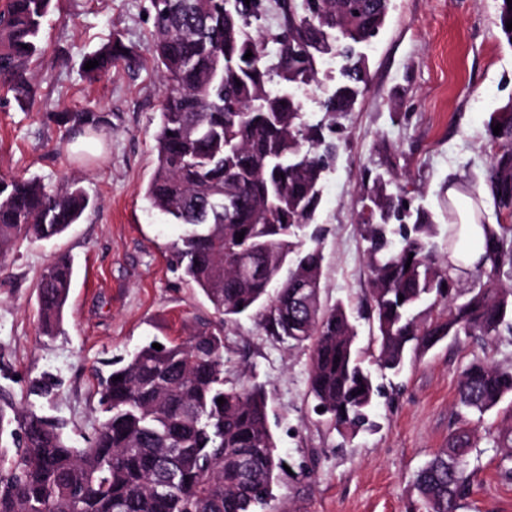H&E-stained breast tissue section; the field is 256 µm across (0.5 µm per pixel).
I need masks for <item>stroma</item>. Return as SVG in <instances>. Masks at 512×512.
<instances>
[{
  "label": "stroma",
  "instance_id": "obj_1",
  "mask_svg": "<svg viewBox=\"0 0 512 512\" xmlns=\"http://www.w3.org/2000/svg\"><path fill=\"white\" fill-rule=\"evenodd\" d=\"M148 0H59L31 65L34 102L19 104L0 85V176L59 185L78 181L92 205L59 238L23 243L0 265V406L59 421L72 445L85 447L103 419L100 376L106 361L127 358L157 340L185 341L214 311L186 281L171 245L183 233L152 210L143 189L155 167L153 134L162 83L152 68ZM137 61L87 80L85 55L112 37ZM369 84L333 135L336 161L320 208L326 273L323 300L343 303L359 321L360 349L377 351L364 321L370 298L367 244L358 215L367 195L363 171L413 183L416 206L431 214L438 254L447 251L448 191L461 182L483 187L493 149L486 123L512 102V46L496 27L493 0H392L370 43L357 45ZM337 60L319 81L299 89L308 120L340 83ZM93 110L109 125L93 159L72 150L50 113ZM74 260L62 331H40L37 281L60 253ZM512 365V330L482 340L451 337L409 356L398 376H380L373 430L350 440L329 429L308 393L310 350L266 335L241 318L224 329V375L261 385L278 451L287 461L271 512H408L413 478L457 429H473V486L460 512H512V479L502 475L501 429L512 404L484 417L463 415L457 388L472 361Z\"/></svg>",
  "mask_w": 512,
  "mask_h": 512
}]
</instances>
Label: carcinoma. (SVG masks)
<instances>
[{"mask_svg": "<svg viewBox=\"0 0 512 512\" xmlns=\"http://www.w3.org/2000/svg\"><path fill=\"white\" fill-rule=\"evenodd\" d=\"M54 0H6L0 9V83L20 103L36 97L30 63ZM390 0H149L154 62L163 81L154 132L156 165L145 188L151 209L184 227L173 255L183 275L210 302L218 322L186 342L139 347L102 382L106 419L86 448L73 447L58 423L36 413L7 416L0 406V512H265L285 460L268 421L265 391L224 379V326L243 315L271 336L310 343L309 395L344 439L370 422L378 392L372 367L398 373L409 351H428L448 337H491L512 330V225L489 224L475 190L473 220L482 228L476 273L452 264L467 232L448 201V254L439 258L437 225L404 206L411 191L372 182L360 215L372 274L366 319L379 343L365 363L358 328L343 304L325 306L317 223L324 179L336 159L326 130L353 110L366 85L355 45L385 25ZM275 30L260 32L269 13ZM507 0H496V24L512 45ZM276 52L267 50L268 43ZM252 57L244 59L247 52ZM341 59L343 83L320 102L311 123L293 89L317 81L328 57ZM133 57L120 39L85 56L95 80ZM282 87H272L273 81ZM50 118L94 138L107 124L96 112ZM502 125L495 135L493 127ZM495 153L485 180L497 217H512V105L487 124ZM90 206L78 183L0 177V263L19 240H49ZM244 233L242 241L237 234ZM410 268H405V265ZM74 275L61 254L38 283L41 333L61 328ZM448 308L432 317L433 308ZM120 380H114L116 376ZM363 388L365 392L358 393ZM225 403H217L218 398ZM512 399V368L473 361L462 371L458 407L483 416ZM471 432L458 430L415 474L419 507L459 512L471 486Z\"/></svg>", "mask_w": 512, "mask_h": 512, "instance_id": "obj_1", "label": "carcinoma"}]
</instances>
